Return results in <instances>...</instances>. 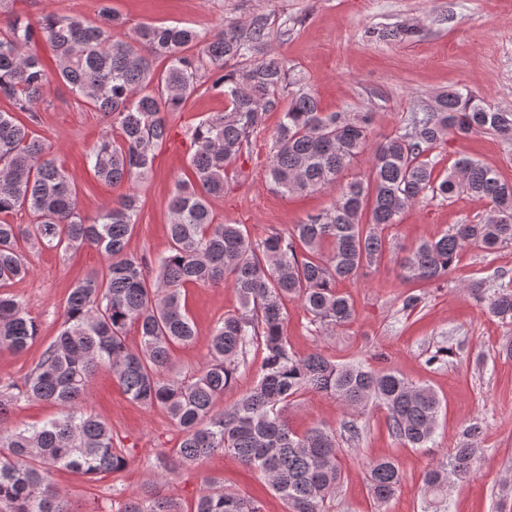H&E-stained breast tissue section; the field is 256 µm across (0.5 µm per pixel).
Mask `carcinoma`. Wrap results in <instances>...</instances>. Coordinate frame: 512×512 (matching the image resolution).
<instances>
[{
  "mask_svg": "<svg viewBox=\"0 0 512 512\" xmlns=\"http://www.w3.org/2000/svg\"><path fill=\"white\" fill-rule=\"evenodd\" d=\"M123 24L107 12L97 24L54 13L33 23L15 14L0 29V98L11 106L0 110V288L27 275L30 249L66 254L87 246L107 260L70 289L61 329L34 368L0 388V512H75L54 483V471L93 479L125 467L126 450L114 447L110 424L82 409L102 366L132 402L162 410L180 432L178 446L165 457L166 470L200 467L214 453L229 452L263 476L287 512H325L341 480L343 448L336 430L324 424L294 431L289 405L309 392L325 393L355 412L373 403L386 411L388 431L400 445L426 448L435 440L441 402L429 387L391 370L339 365L318 351L296 355L286 333V302H299L321 329L349 324L353 304L337 283L379 263L388 230L405 209L428 197L444 202L466 192L487 201L489 210L397 258L401 279L443 280L470 245L512 249V180L468 156L440 177L433 156L448 138L477 133L512 147V109L492 106L465 88L450 89L374 144L373 113L322 111L312 90L268 50L262 16L215 33L143 24L118 39L112 31ZM42 45L52 54L51 67L40 55ZM54 82L110 126L87 154L94 176L128 186L94 218L81 216L74 182L33 130ZM202 88L223 94L229 108L189 128L194 180L175 183L168 198L169 248L150 263L126 251L139 224L133 187L149 177L155 149L171 135L167 115L183 111ZM279 109L265 180L282 194L329 188L336 197L288 233L256 240L242 224L217 221L211 200L224 195L227 169L250 149L262 116ZM367 152L368 174L341 183L342 173ZM22 211L30 217L25 228L8 221ZM224 281L235 289L241 312L215 325L205 364L183 377L171 361L174 346L195 336L183 288ZM478 300L512 325V278ZM131 326L140 336L135 347L125 340ZM38 333L25 301L0 294V350L23 351ZM254 347L261 359L253 386L219 407ZM21 398L50 402L60 411L39 425L3 428ZM481 432L477 420L469 421L462 428L466 442L425 473L432 512H446L451 478L471 472L478 452L471 440ZM367 475L380 509L404 481L390 458L370 461ZM158 482L152 478L119 512H181L175 500L155 492ZM194 512L261 509L206 475Z\"/></svg>",
  "mask_w": 512,
  "mask_h": 512,
  "instance_id": "1",
  "label": "carcinoma"
}]
</instances>
